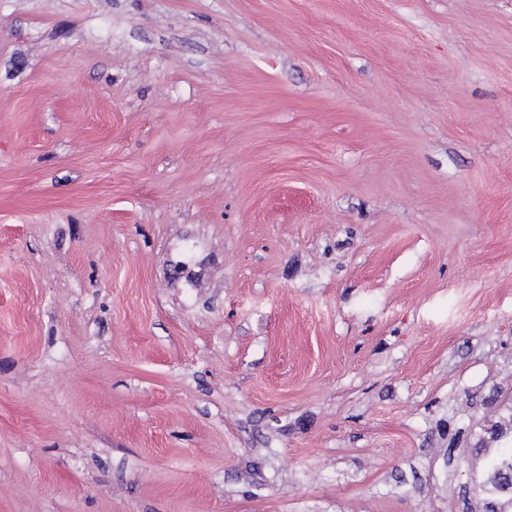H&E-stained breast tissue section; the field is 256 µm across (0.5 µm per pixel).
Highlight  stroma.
<instances>
[{"mask_svg": "<svg viewBox=\"0 0 512 512\" xmlns=\"http://www.w3.org/2000/svg\"><path fill=\"white\" fill-rule=\"evenodd\" d=\"M511 418L512 0H0V512H484Z\"/></svg>", "mask_w": 512, "mask_h": 512, "instance_id": "1", "label": "stroma"}]
</instances>
